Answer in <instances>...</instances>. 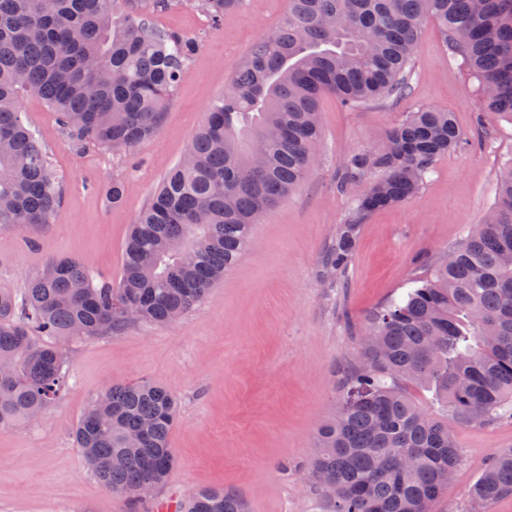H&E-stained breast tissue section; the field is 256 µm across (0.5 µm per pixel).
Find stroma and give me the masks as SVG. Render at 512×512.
I'll list each match as a JSON object with an SVG mask.
<instances>
[{
  "mask_svg": "<svg viewBox=\"0 0 512 512\" xmlns=\"http://www.w3.org/2000/svg\"><path fill=\"white\" fill-rule=\"evenodd\" d=\"M287 8L288 0H244L219 25L190 6L155 13V25L192 37L198 49L159 132L132 158L93 144L74 148L57 113L24 95L25 118L51 158L62 203L51 223L0 228V289L22 293L56 259L81 260L98 281L117 283L139 212L227 78ZM422 106L454 113L465 148L439 158L414 199L365 215L344 278H323L337 227L368 187L363 180L338 192L343 160L379 146L388 128ZM320 111L318 165L255 225L249 247L201 304L165 326L134 324L117 336L66 344L65 396L32 423L0 427V512H145L86 470L72 437L91 396L138 379L179 402L170 432L176 463L155 507L178 512L189 493L221 487L248 512H323L307 466L335 391L356 367L367 318L481 223L495 202L498 171L512 159V124L483 117L476 81L430 19L407 97L350 109L327 94ZM116 179L127 191L114 205L107 195ZM455 437L461 460L433 512H473L470 489L496 452L512 448V419L459 426Z\"/></svg>",
  "mask_w": 512,
  "mask_h": 512,
  "instance_id": "stroma-1",
  "label": "stroma"
}]
</instances>
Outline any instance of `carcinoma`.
Returning a JSON list of instances; mask_svg holds the SVG:
<instances>
[{
	"instance_id": "1",
	"label": "carcinoma",
	"mask_w": 512,
	"mask_h": 512,
	"mask_svg": "<svg viewBox=\"0 0 512 512\" xmlns=\"http://www.w3.org/2000/svg\"><path fill=\"white\" fill-rule=\"evenodd\" d=\"M0 0V227L49 224L59 180L21 95L59 114L73 143L133 153L159 130L196 42L156 27L155 12L193 4L217 24L241 0ZM431 17L478 81L484 109L512 122V0H288L209 107L204 128L140 213L117 286L78 259L54 260L23 296L0 290V427L33 418L68 389L59 341L168 324L201 303L240 258L259 217L318 159L319 102L349 108L403 98L420 27ZM384 144L344 162L336 188L374 182L352 202L323 262L345 274L361 217L413 198L439 157L465 145L453 113L409 112ZM479 228L431 261L367 319L360 363L320 428L310 468L326 512H430L455 470L456 426L512 418V163ZM176 397L147 380L90 398L73 429L94 476L148 501L176 462ZM512 495V449L471 490L485 510ZM183 512H244L224 489L193 492Z\"/></svg>"
}]
</instances>
